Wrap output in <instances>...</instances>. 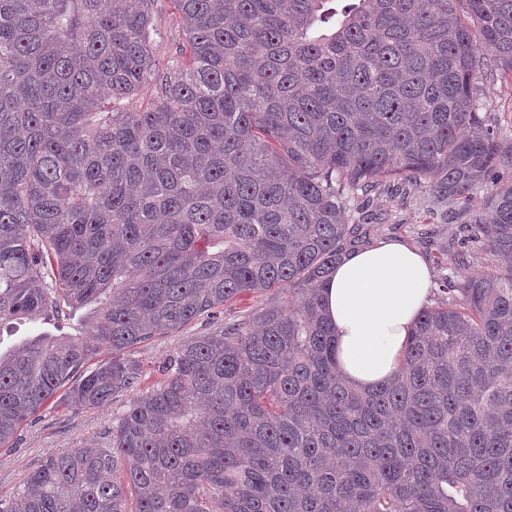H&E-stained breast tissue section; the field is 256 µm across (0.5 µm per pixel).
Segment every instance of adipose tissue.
Returning <instances> with one entry per match:
<instances>
[{"label":"adipose tissue","instance_id":"obj_1","mask_svg":"<svg viewBox=\"0 0 512 512\" xmlns=\"http://www.w3.org/2000/svg\"><path fill=\"white\" fill-rule=\"evenodd\" d=\"M432 284L423 255L396 240L356 250L337 266L324 291V314L336 335L338 368L351 386L367 390L395 376Z\"/></svg>","mask_w":512,"mask_h":512}]
</instances>
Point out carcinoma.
I'll list each match as a JSON object with an SVG mask.
<instances>
[{
    "mask_svg": "<svg viewBox=\"0 0 512 512\" xmlns=\"http://www.w3.org/2000/svg\"><path fill=\"white\" fill-rule=\"evenodd\" d=\"M455 2L174 0L189 64L161 77L154 0H0V322L98 304L88 339L0 356V447L59 392L134 394L111 448L47 458L0 512H512V142L474 98L487 57L512 75V0ZM392 180L443 218L491 189L362 391L321 291ZM198 320L144 385L130 352Z\"/></svg>",
    "mask_w": 512,
    "mask_h": 512,
    "instance_id": "cac0c4a2",
    "label": "carcinoma"
}]
</instances>
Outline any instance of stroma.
Segmentation results:
<instances>
[{"label": "stroma", "mask_w": 512, "mask_h": 512, "mask_svg": "<svg viewBox=\"0 0 512 512\" xmlns=\"http://www.w3.org/2000/svg\"><path fill=\"white\" fill-rule=\"evenodd\" d=\"M154 16L158 29L156 56L161 65H175L180 59L185 34L173 0H155ZM474 87L484 127L512 140V77L491 61L478 73ZM364 207L375 218L368 243L403 241L432 264L434 277L442 276L440 264L457 251L464 217L454 215L444 220L427 216L413 199L387 191L370 195ZM93 311V305L89 304L66 309L60 316L46 320L0 323V355L38 336L87 339ZM206 331L203 322L196 321L180 332L139 345L132 356L141 362L146 383L156 380L158 366L183 341ZM129 402L126 395L92 409L65 407L55 400L48 402L36 417L21 425L10 443L0 448V498L11 497L27 474L51 455L84 445L111 448L115 415Z\"/></svg>", "instance_id": "35a3bbf8"}]
</instances>
